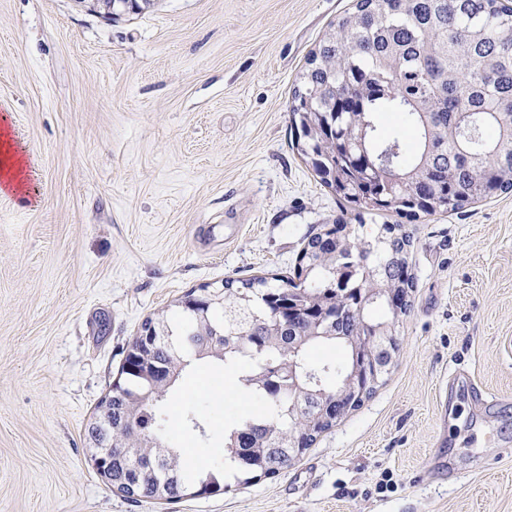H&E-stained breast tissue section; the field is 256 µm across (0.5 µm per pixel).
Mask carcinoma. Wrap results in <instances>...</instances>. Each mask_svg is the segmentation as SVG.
Returning a JSON list of instances; mask_svg holds the SVG:
<instances>
[{
	"label": "carcinoma",
	"instance_id": "obj_1",
	"mask_svg": "<svg viewBox=\"0 0 512 512\" xmlns=\"http://www.w3.org/2000/svg\"><path fill=\"white\" fill-rule=\"evenodd\" d=\"M298 153L362 217L435 216L512 191V10L497 0H356L306 59L289 104ZM303 239L293 273L224 280L148 318L157 336L125 356L112 384V483L173 503L275 477L375 388L358 395L354 354L380 383L398 346L391 295L414 287L410 235L370 237L338 218ZM250 367L238 381L260 403L224 428L243 476L194 472L154 433L155 406L193 361ZM196 440L208 426L186 414Z\"/></svg>",
	"mask_w": 512,
	"mask_h": 512
}]
</instances>
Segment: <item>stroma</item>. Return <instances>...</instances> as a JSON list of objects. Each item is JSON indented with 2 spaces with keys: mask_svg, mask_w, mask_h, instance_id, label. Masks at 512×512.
I'll use <instances>...</instances> for the list:
<instances>
[{
  "mask_svg": "<svg viewBox=\"0 0 512 512\" xmlns=\"http://www.w3.org/2000/svg\"><path fill=\"white\" fill-rule=\"evenodd\" d=\"M93 2L0 0V117L27 191L0 195V512H512V192L360 219L316 181L288 102L353 0H155L115 19ZM340 216L411 237L384 383L280 476L173 505L106 486L85 429L143 321L193 289L289 275ZM451 369L502 403L447 386ZM223 374L186 368L165 438L195 449L192 412L222 447Z\"/></svg>",
  "mask_w": 512,
  "mask_h": 512,
  "instance_id": "35a3bbf8",
  "label": "stroma"
}]
</instances>
